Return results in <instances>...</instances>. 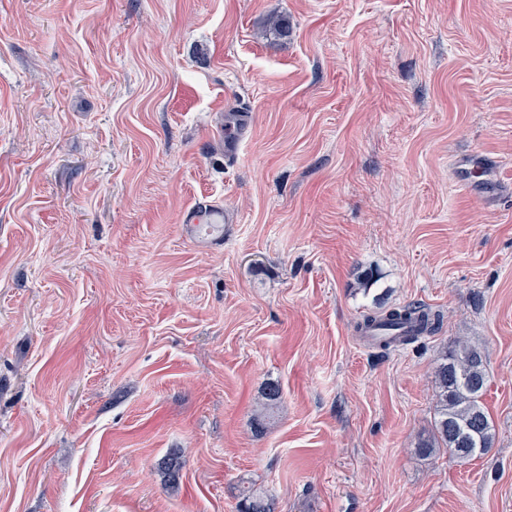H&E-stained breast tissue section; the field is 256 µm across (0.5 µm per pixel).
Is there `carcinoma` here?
Here are the masks:
<instances>
[{
    "instance_id": "1",
    "label": "carcinoma",
    "mask_w": 512,
    "mask_h": 512,
    "mask_svg": "<svg viewBox=\"0 0 512 512\" xmlns=\"http://www.w3.org/2000/svg\"><path fill=\"white\" fill-rule=\"evenodd\" d=\"M442 322V313L410 304L363 317L366 327L381 329L373 343L384 350L431 335L440 329ZM434 377V423L430 435L418 444L417 452L428 456L442 448L448 452V458L460 461L485 454L493 445L494 432L483 404L488 384L483 351L465 340L457 341L441 355ZM162 468L169 486L179 487L180 456L170 455L162 462ZM239 505L240 512H274L273 502L252 490L242 493Z\"/></svg>"
}]
</instances>
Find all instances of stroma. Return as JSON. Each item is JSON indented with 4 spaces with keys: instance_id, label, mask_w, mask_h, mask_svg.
<instances>
[{
    "instance_id": "obj_1",
    "label": "stroma",
    "mask_w": 512,
    "mask_h": 512,
    "mask_svg": "<svg viewBox=\"0 0 512 512\" xmlns=\"http://www.w3.org/2000/svg\"><path fill=\"white\" fill-rule=\"evenodd\" d=\"M201 198L234 215L208 250ZM413 302L434 335H355ZM459 339L495 429L461 462L416 451ZM247 486L512 512V0H0V512H237Z\"/></svg>"
}]
</instances>
